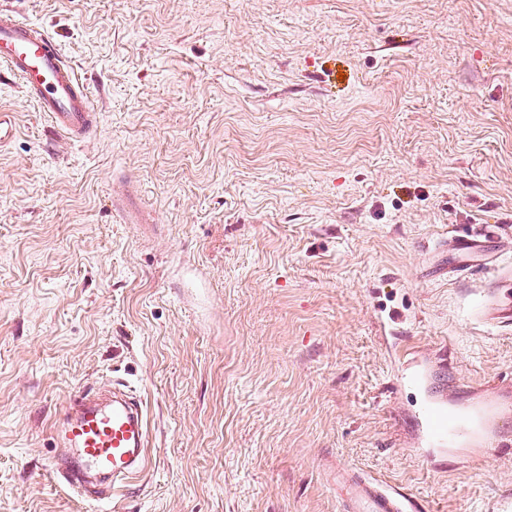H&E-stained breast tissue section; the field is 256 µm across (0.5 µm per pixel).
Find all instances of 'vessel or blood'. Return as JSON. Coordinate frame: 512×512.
I'll list each match as a JSON object with an SVG mask.
<instances>
[{
  "instance_id": "b4317fda",
  "label": "vessel or blood",
  "mask_w": 512,
  "mask_h": 512,
  "mask_svg": "<svg viewBox=\"0 0 512 512\" xmlns=\"http://www.w3.org/2000/svg\"><path fill=\"white\" fill-rule=\"evenodd\" d=\"M0 69L19 78L26 95L47 118L54 132L72 141L94 135L99 114L91 103L88 84L65 58L46 28L21 20L11 9L0 7ZM493 234L455 235L444 249L448 253L439 275L479 269L480 257L493 256ZM486 320L512 326V298L492 296L485 306ZM118 397H107L93 388L77 390L69 399L64 420L53 435L68 448L69 461L57 463L52 472L59 484L83 495L85 472L108 478L105 493L112 494L142 473L147 445L148 417L141 399L118 385ZM512 404V396H476L467 423L446 417L447 391L439 389L412 417L419 443L443 448L465 440L482 447L493 441L490 430L495 413ZM332 483L340 493L342 512H424V507L404 490L383 484L345 465H337Z\"/></svg>"
}]
</instances>
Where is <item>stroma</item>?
<instances>
[{"instance_id":"35a3bbf8","label":"stroma","mask_w":512,"mask_h":512,"mask_svg":"<svg viewBox=\"0 0 512 512\" xmlns=\"http://www.w3.org/2000/svg\"><path fill=\"white\" fill-rule=\"evenodd\" d=\"M0 5L101 112L68 142L0 75V512H339L333 459L428 512H512V447L412 452L397 419L421 367L460 406L512 390V329L480 315L493 267L435 274L485 224L512 261V0ZM116 379L148 468L80 500L53 429Z\"/></svg>"}]
</instances>
